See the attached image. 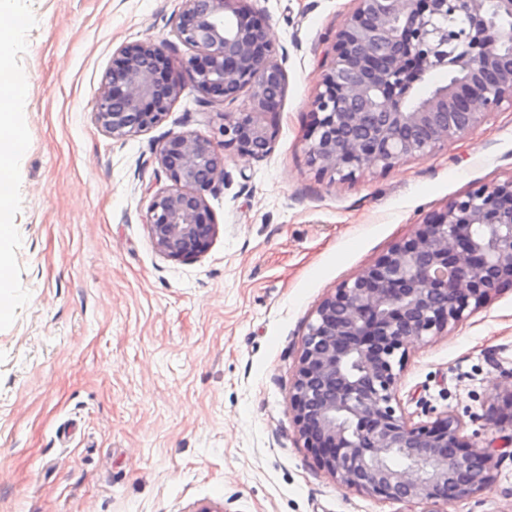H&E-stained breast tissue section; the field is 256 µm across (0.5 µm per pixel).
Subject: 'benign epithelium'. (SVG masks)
<instances>
[{
    "instance_id": "7a95c632",
    "label": "benign epithelium",
    "mask_w": 512,
    "mask_h": 512,
    "mask_svg": "<svg viewBox=\"0 0 512 512\" xmlns=\"http://www.w3.org/2000/svg\"><path fill=\"white\" fill-rule=\"evenodd\" d=\"M248 0H182L181 61L201 102L249 92L248 112H225L218 134L239 156L260 159L276 131L287 76L267 26ZM331 45L307 135L308 164L353 181L464 140L490 112L512 110V0H354ZM172 45H123L105 72L95 120L116 141L162 123L184 85ZM448 80L412 100L435 71ZM167 184L153 189L145 224L174 262L204 255L218 232L206 194L228 177L214 141L170 133L155 153ZM512 288V176L474 186L429 213L413 233L338 285L308 323L290 394L303 447L347 489L429 512L492 483L494 449L463 435L451 410L414 422L400 412L406 347L440 336L491 292Z\"/></svg>"
}]
</instances>
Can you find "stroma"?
<instances>
[{
    "mask_svg": "<svg viewBox=\"0 0 512 512\" xmlns=\"http://www.w3.org/2000/svg\"><path fill=\"white\" fill-rule=\"evenodd\" d=\"M288 77L271 151H225L228 180L208 202L218 233L198 259L155 248L147 187L172 132L214 137L248 93L204 105L185 87L166 119L123 142L95 123L112 56L151 38L189 55L181 0H19L9 74L27 136L0 220L12 267L0 316V512H409L348 490L303 446L289 396L318 304L425 215L512 176V112L463 141L352 182L321 176L306 135L318 75L354 0H249ZM512 388V291L490 294L447 333L410 344L398 384L413 421L453 410L479 444ZM492 487L447 512H512V446Z\"/></svg>",
    "mask_w": 512,
    "mask_h": 512,
    "instance_id": "obj_1",
    "label": "stroma"
}]
</instances>
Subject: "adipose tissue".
Here are the masks:
<instances>
[{
    "label": "adipose tissue",
    "instance_id": "1",
    "mask_svg": "<svg viewBox=\"0 0 512 512\" xmlns=\"http://www.w3.org/2000/svg\"><path fill=\"white\" fill-rule=\"evenodd\" d=\"M18 30V13L13 0H0V179H12L15 163L14 135L17 130L13 114L21 109L23 99L7 78L4 58L9 39Z\"/></svg>",
    "mask_w": 512,
    "mask_h": 512
}]
</instances>
